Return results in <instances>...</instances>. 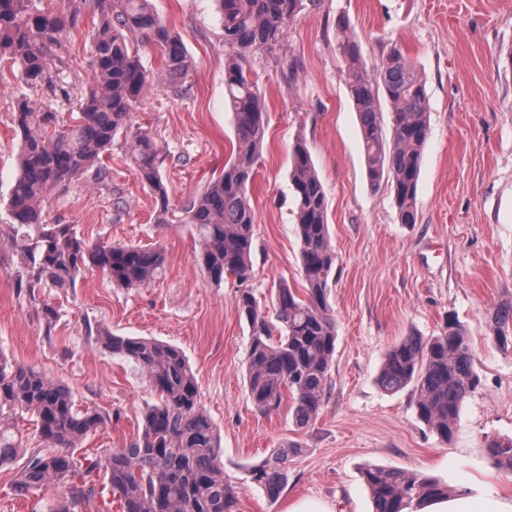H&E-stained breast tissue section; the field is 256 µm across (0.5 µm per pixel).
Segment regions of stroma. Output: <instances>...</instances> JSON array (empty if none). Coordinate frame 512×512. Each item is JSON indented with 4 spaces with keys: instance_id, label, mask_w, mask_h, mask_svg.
Returning a JSON list of instances; mask_svg holds the SVG:
<instances>
[{
    "instance_id": "stroma-1",
    "label": "stroma",
    "mask_w": 512,
    "mask_h": 512,
    "mask_svg": "<svg viewBox=\"0 0 512 512\" xmlns=\"http://www.w3.org/2000/svg\"><path fill=\"white\" fill-rule=\"evenodd\" d=\"M79 26L65 42L62 79L70 98L54 111H76L91 77V0H73ZM177 33L194 71L180 84L155 81L133 113L167 155L171 205L200 191L222 170L235 141L224 108V30L216 0H152ZM358 43L370 76L391 48L415 63L427 93L430 133L423 152L416 221L401 223L388 185L371 188L359 119L343 73L342 35ZM283 51L294 77L273 58L249 59L267 109L266 146L249 188L255 212L253 286L271 306L279 283L299 289L300 244L290 180V147L303 137L327 200L336 264L329 304L336 352L320 413L297 427L288 410L259 413L245 379L249 331L234 284H212L194 258L189 225L153 221L154 199L113 147L112 184L82 181L50 196L53 220L76 225L90 241L159 245L163 276L123 289L96 271L75 288L45 289L60 313L47 329L15 288L16 259L0 207V351L67 385L77 401L107 414L83 444L105 453L136 436L156 395L129 360L100 348L94 330L154 338L183 351L201 403L221 435L224 475L237 485L238 512H285L298 498L329 501L335 512H373L365 465L416 471L458 491L512 492V473L487 457L490 442L512 437V349L494 341L492 316L512 310V0H314L288 24ZM41 101L18 67L0 65V204L18 172L11 117L19 96ZM123 197L117 210L112 200ZM458 320L471 338L479 388L465 400L452 441L420 422L412 388L389 393L376 382L386 353L409 335H438ZM285 442L299 450L277 499L253 484L249 468ZM16 471L0 469V512H48L69 489L48 485L15 495Z\"/></svg>"
}]
</instances>
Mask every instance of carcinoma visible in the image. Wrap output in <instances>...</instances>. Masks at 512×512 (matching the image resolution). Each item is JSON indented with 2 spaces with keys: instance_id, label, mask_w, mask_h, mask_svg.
<instances>
[{
  "instance_id": "cac0c4a2",
  "label": "carcinoma",
  "mask_w": 512,
  "mask_h": 512,
  "mask_svg": "<svg viewBox=\"0 0 512 512\" xmlns=\"http://www.w3.org/2000/svg\"><path fill=\"white\" fill-rule=\"evenodd\" d=\"M224 29V105L232 113L236 144L221 173L185 200L175 214L169 208L163 176L164 157L143 131L131 130V117L155 81L133 43H146L164 54L162 74L170 81L191 75L192 60L177 34L154 12L150 0H93L99 23L92 39L88 91L71 121L26 97L12 112L20 142L19 173L5 209L9 244L17 257L16 288L41 309L47 327L58 310L40 298L43 288H73L88 269L100 271L118 288H140L165 272L162 249L141 245L90 242L73 224L48 218L47 196L66 193L72 184L112 181L105 159L119 137L130 138L129 157L141 184L155 200L154 223L189 224L197 244L195 259L208 280L231 277L235 305L249 329L246 364L248 390L262 414L279 411L292 398L295 423L306 427L323 403L336 351V324L330 314L329 280L336 261L327 224V203L306 141L291 147L290 178L300 239L305 297L285 284L275 289L273 314L261 307L252 278L254 211L248 197L257 174L267 131L265 107L246 66L260 52L293 76L297 63L280 55L288 21L306 0H216ZM42 0H0V60L16 64L27 85L48 97H69L54 80L66 59L57 54L80 14L55 13ZM339 53L349 94L359 113L366 172L371 186L390 184L401 222L416 223L422 153L429 135L427 94L414 63L392 48L379 81L368 79L357 42L341 38ZM391 106L392 135L383 134L377 97ZM494 340L512 345V313H494ZM102 347L135 363L159 400L142 415V430L121 448L102 456L76 458L73 450L106 423V417L80 408L72 392L46 374L0 352V468L26 457L15 492L25 495L49 484H67L70 498L50 512H74L89 491L77 479L96 470L108 476L109 491L121 512H237L235 486L224 478L221 438L203 409L196 376L177 347L155 339L117 336L101 326ZM377 381L386 392L410 385L417 393L416 414L441 439H452L465 399L479 386L475 352L463 325L448 321L427 340L410 335L387 353ZM35 418L43 447L25 451L17 421ZM295 443L275 449L249 469L250 480L275 498L287 479ZM490 463L512 471V438L488 445ZM363 479L374 512H404L412 501L450 495L448 485L418 473L368 466Z\"/></svg>"
}]
</instances>
